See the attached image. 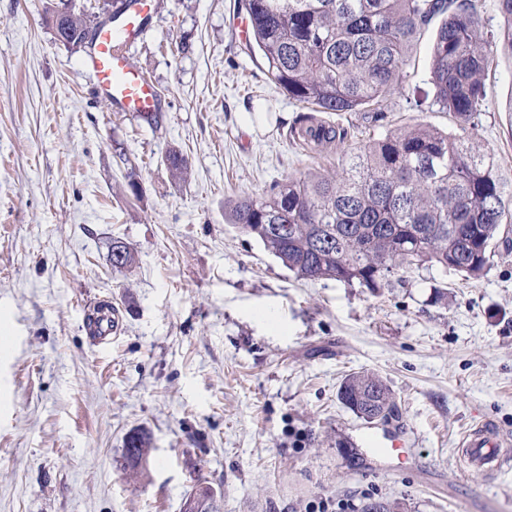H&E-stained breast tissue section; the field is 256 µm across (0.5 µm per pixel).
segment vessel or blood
Instances as JSON below:
<instances>
[{
  "label": "vessel or blood",
  "mask_w": 512,
  "mask_h": 512,
  "mask_svg": "<svg viewBox=\"0 0 512 512\" xmlns=\"http://www.w3.org/2000/svg\"><path fill=\"white\" fill-rule=\"evenodd\" d=\"M153 0H123L121 13L98 30L89 54L99 100L118 112L139 116L158 111L161 94L154 83L133 67L126 55L127 43L144 29ZM120 332L119 312L111 303H102L95 316L93 341L111 346ZM462 474L473 472L493 477L512 469V435L494 422L480 420L467 427L458 443Z\"/></svg>",
  "instance_id": "vessel-or-blood-1"
}]
</instances>
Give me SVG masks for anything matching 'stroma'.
<instances>
[{
  "instance_id": "stroma-1",
  "label": "stroma",
  "mask_w": 512,
  "mask_h": 512,
  "mask_svg": "<svg viewBox=\"0 0 512 512\" xmlns=\"http://www.w3.org/2000/svg\"><path fill=\"white\" fill-rule=\"evenodd\" d=\"M58 3L0 0V512H183L204 488L217 512L323 498L512 512V472L464 481L457 462L470 423L512 432V231L481 277L425 265L373 293L297 279L227 220L287 177L341 175L342 152L382 131L456 132L431 103L439 20L382 125L338 115L339 150L290 136L305 107L236 38L239 0H156L127 48L162 92L156 128L96 100L87 50L56 38ZM486 90L478 143L512 180L511 57H494ZM116 240L131 270H113ZM102 300L122 317L104 351L83 328ZM359 371L387 382L398 419L341 403ZM135 432L151 442L136 474L123 460Z\"/></svg>"
}]
</instances>
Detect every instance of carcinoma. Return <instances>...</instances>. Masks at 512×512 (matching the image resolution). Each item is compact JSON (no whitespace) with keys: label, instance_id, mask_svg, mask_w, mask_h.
<instances>
[{"label":"carcinoma","instance_id":"carcinoma-1","mask_svg":"<svg viewBox=\"0 0 512 512\" xmlns=\"http://www.w3.org/2000/svg\"><path fill=\"white\" fill-rule=\"evenodd\" d=\"M508 29L497 35L482 22V0H244L249 47L272 81L314 112H370L384 118L387 96L404 71L417 31L443 17L432 46L433 103L450 113L460 133L431 127L388 131L342 159L339 178L307 175L276 184L268 194L237 199L229 223L261 243L296 278L335 280L377 292L392 273L423 265L467 277L487 272L501 226L512 223V182L477 142L486 110L484 73L497 53L512 58V0H496ZM64 45L81 48L93 24L74 0L53 11ZM319 141L346 131L302 115ZM182 180L186 159L165 156ZM135 255L112 241V269L132 267ZM339 400L364 421L395 415L392 390L365 372L346 377ZM141 433L125 442L124 460L147 455Z\"/></svg>","mask_w":512,"mask_h":512}]
</instances>
